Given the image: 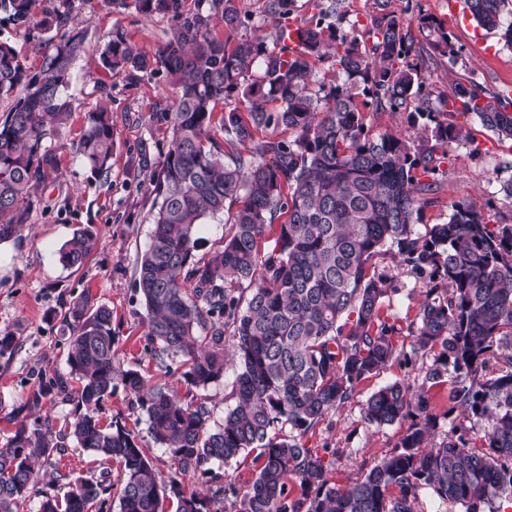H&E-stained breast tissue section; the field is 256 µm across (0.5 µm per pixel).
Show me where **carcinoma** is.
Wrapping results in <instances>:
<instances>
[{
  "label": "carcinoma",
  "mask_w": 512,
  "mask_h": 512,
  "mask_svg": "<svg viewBox=\"0 0 512 512\" xmlns=\"http://www.w3.org/2000/svg\"><path fill=\"white\" fill-rule=\"evenodd\" d=\"M145 19L180 20L172 38L147 52L122 33L100 55L103 67L134 73L164 68L176 108L164 114L171 141L150 178L156 213L150 244L137 261L136 286L147 310L145 348L165 373L183 368L186 397L153 385L116 357L112 310L86 295L64 319L70 330L63 378L39 386L37 396L75 402L63 428L50 421L22 423L0 448V512H20L38 483L36 463L53 464L67 440L105 465L100 475L66 482L62 494L46 495L38 512H108L118 491L120 512H418L420 491L464 512L512 509V224L491 225L472 202L451 204L445 224L415 232L425 208L436 202L432 166L435 146L473 143L463 122L473 114L500 138L512 139V102L487 100L461 82L451 86V107L436 109L424 92V49L415 46L405 20L385 12L351 34H339L336 0H316L318 14L297 25L299 44L268 49L264 35L230 47L212 35L215 21L230 31L242 20L234 0H210L209 11L184 12V0H105ZM476 23L512 47V0H465ZM72 0H0V24L34 27L45 37L42 56L29 71L8 41L0 40V99L11 100L0 117V242L27 226L36 184L56 164L48 145L71 113L63 96L84 35L57 42L51 32L69 21ZM295 0H268L267 13L280 40ZM419 27L437 29L432 46L455 61L448 33L428 15ZM343 81L313 90L315 61L329 54ZM261 79H254L256 70ZM236 94L247 113H224L225 141L249 146L229 157L212 135L218 101ZM375 110L411 112L430 138L415 144L397 134L370 135L356 97ZM275 103L274 111L267 104ZM282 127L290 140H255V132ZM434 145H429V140ZM114 131L107 112H92L75 153L90 170L112 167ZM235 207L223 245L194 258L196 233L208 218ZM284 210L286 222L274 225ZM276 228L272 250L259 241ZM95 245L83 228L59 251L60 262L80 267ZM424 278L411 355L392 342L394 326L382 318L390 294L388 275L375 259L384 248ZM193 283L186 291L184 282ZM248 283L250 294H238ZM232 328L231 345L224 332ZM422 363L420 389L394 380L362 405L365 423L382 427L413 419L389 456L363 478L339 488L324 456L304 438L331 412L349 402L365 379L411 356ZM235 377L231 405L216 421L198 391ZM146 415L153 442L177 459L168 480H158L136 436L122 421L105 425L98 412L117 386ZM448 386L458 412L448 433L431 443L437 426L432 389ZM255 453V477L240 486L227 475L212 495L182 490L184 477L209 474ZM119 471L110 479L106 464ZM300 495H292V485Z\"/></svg>",
  "instance_id": "cac0c4a2"
}]
</instances>
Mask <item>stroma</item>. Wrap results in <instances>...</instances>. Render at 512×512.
Listing matches in <instances>:
<instances>
[{
    "mask_svg": "<svg viewBox=\"0 0 512 512\" xmlns=\"http://www.w3.org/2000/svg\"><path fill=\"white\" fill-rule=\"evenodd\" d=\"M267 0H238L242 26L230 32L216 25V37L236 44L256 28L270 29ZM386 9L409 21V33L417 45L428 46L429 31L414 20L428 13L448 32L458 50L455 62L433 56L423 71L425 88L433 104L448 98L452 82L475 83L484 97L512 98V49L497 34L477 26L466 8L452 9L448 0H387ZM178 26L168 15L146 20L132 12L118 13L104 0H75L68 30L83 32L85 50L73 63V76L65 94L72 110L65 125L55 132L51 144L57 157L38 184L29 227L19 237L0 242V333L15 337L11 351L0 355V448L7 447L20 423L37 416L50 417L61 427L73 413L72 402L49 395L40 404L32 397L41 381L65 376L66 340L69 332L64 314L84 295L106 304L112 311L117 336V356L122 367L139 370L151 382H164L178 392L186 386L179 374L165 375L145 349L147 311L136 290L135 265L147 249L152 225L154 198L142 160L157 163L170 144V129L164 113L173 111L174 96L166 71L130 76L125 71L102 67L99 55L113 31L122 30L133 43L158 49ZM107 109L114 125L112 170L92 175L73 149L82 135L90 113ZM364 115L372 134L385 132L419 142L424 133L420 123L407 113L374 111ZM467 123L474 142L451 148L440 160L434 178L439 185L437 201L425 209L417 231L447 222L451 203L476 201L488 222L512 224V200L501 187L512 180V139H501L484 128L475 115ZM90 228L97 246L80 268L67 269L57 251L72 234ZM379 270L393 278L396 289L386 300L382 316L395 331L398 350L410 351L414 341L409 325L418 313L422 282L401 266L394 253L376 260ZM420 360L395 361L380 374L362 381L352 400L330 413L307 437V445L325 452L329 475L337 487L358 481L375 462L390 454L406 433L408 421L376 428L364 423L362 403L380 386L400 379L411 388L422 382ZM121 417L138 436L159 479H167L174 460L147 435L146 417L132 406L129 395L116 391L100 412L103 421ZM98 464L74 445H67L55 459L51 475L39 479L24 512H36L43 495L55 493L57 475H99Z\"/></svg>",
    "mask_w": 512,
    "mask_h": 512,
    "instance_id": "obj_1",
    "label": "stroma"
}]
</instances>
